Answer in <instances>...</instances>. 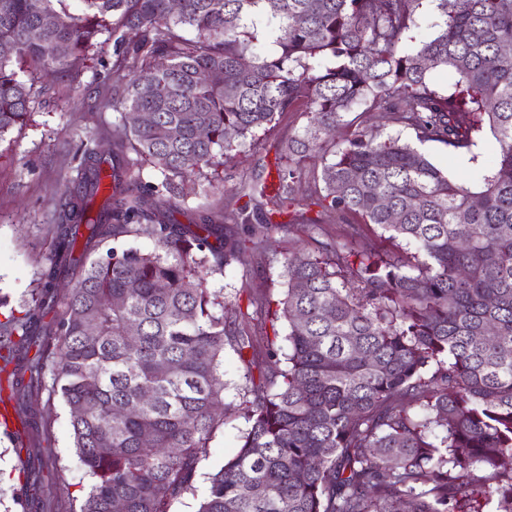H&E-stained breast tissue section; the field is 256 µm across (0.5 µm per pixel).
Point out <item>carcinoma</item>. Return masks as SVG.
I'll list each match as a JSON object with an SVG mask.
<instances>
[{"label":"carcinoma","mask_w":512,"mask_h":512,"mask_svg":"<svg viewBox=\"0 0 512 512\" xmlns=\"http://www.w3.org/2000/svg\"><path fill=\"white\" fill-rule=\"evenodd\" d=\"M63 2L0 0V141L30 116L15 64L60 81L105 30L113 99L150 120L123 121L108 155H83L31 302L0 321V374L31 432L22 464L38 463L19 469L26 512H171L195 493L224 427L228 351L247 428L197 512H512V0H438L443 24L415 48L422 0H79V14ZM440 67L458 76L446 95L428 80ZM358 108L473 160L486 124L496 152L474 187L399 137L336 143ZM287 112L305 123L281 146L278 184H249L253 208L224 226L205 213L172 222L188 178L228 167ZM307 159L320 175L303 191ZM145 165L158 183L142 182ZM301 191L346 218L342 240L294 210ZM296 223L309 242L283 255L276 308L252 297L253 312L229 309L206 288ZM364 225L395 249H373ZM254 321L273 331L260 361ZM43 392L68 408L90 478L80 499L57 494Z\"/></svg>","instance_id":"cac0c4a2"}]
</instances>
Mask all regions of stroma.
<instances>
[{"label": "stroma", "mask_w": 512, "mask_h": 512, "mask_svg": "<svg viewBox=\"0 0 512 512\" xmlns=\"http://www.w3.org/2000/svg\"><path fill=\"white\" fill-rule=\"evenodd\" d=\"M113 40L102 34L80 74L55 83L38 78L32 67L23 77L33 84L32 114L29 121L13 129L0 141V296L11 307L29 300L37 286L39 273L48 263L51 251L49 224L55 223L61 198L75 174L82 150L105 153L112 148V132L122 125L124 111L112 99ZM304 123L300 113L280 117L276 127L258 132L235 160V165L220 172L221 189L207 182L196 183L184 203L178 204L172 219L191 223L198 212L211 215L218 224L230 223L240 206V189L253 170L274 171L281 145ZM495 140L483 131L472 155L452 154L438 142L423 146L439 168L466 181L475 174L492 152ZM282 265L271 253L259 250L252 257L249 271L213 275L208 286L223 293L227 304L246 303L249 297L278 298L282 291ZM239 363L233 354L224 357V426L209 448L203 471L221 465L236 450L238 437L246 423L237 410L235 386L240 382ZM51 418L59 463L65 467L64 497H78L88 479L72 451L69 416L59 400L45 407Z\"/></svg>", "instance_id": "1"}]
</instances>
